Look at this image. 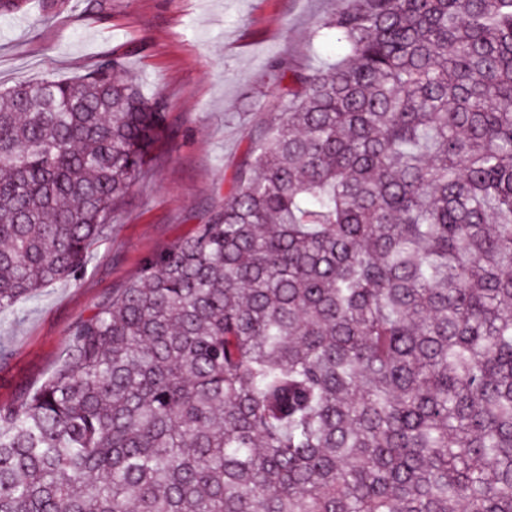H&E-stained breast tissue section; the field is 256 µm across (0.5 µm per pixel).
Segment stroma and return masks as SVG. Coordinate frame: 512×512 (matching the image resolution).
Returning <instances> with one entry per match:
<instances>
[{"label":"stroma","instance_id":"35a3bbf8","mask_svg":"<svg viewBox=\"0 0 512 512\" xmlns=\"http://www.w3.org/2000/svg\"><path fill=\"white\" fill-rule=\"evenodd\" d=\"M346 0H27L0 14V88L77 78L119 60L145 96L161 95L168 138L135 180L86 270L0 313V407L61 363L74 326L127 288L146 256L203 223L232 190L249 135L277 111L268 62L329 67L336 41L318 19Z\"/></svg>","mask_w":512,"mask_h":512}]
</instances>
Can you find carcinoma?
<instances>
[{
  "instance_id": "1",
  "label": "carcinoma",
  "mask_w": 512,
  "mask_h": 512,
  "mask_svg": "<svg viewBox=\"0 0 512 512\" xmlns=\"http://www.w3.org/2000/svg\"><path fill=\"white\" fill-rule=\"evenodd\" d=\"M224 205L0 407V512H512V0H349ZM165 132L103 61L0 89V313Z\"/></svg>"
}]
</instances>
